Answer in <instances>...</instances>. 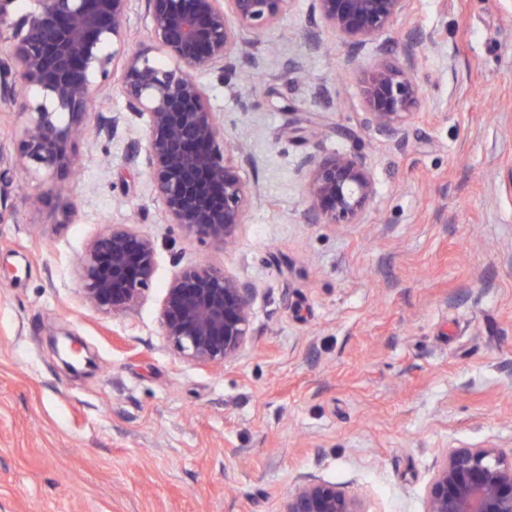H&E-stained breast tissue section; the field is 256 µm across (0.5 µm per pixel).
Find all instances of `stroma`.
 Wrapping results in <instances>:
<instances>
[{"label": "stroma", "mask_w": 512, "mask_h": 512, "mask_svg": "<svg viewBox=\"0 0 512 512\" xmlns=\"http://www.w3.org/2000/svg\"><path fill=\"white\" fill-rule=\"evenodd\" d=\"M410 35L434 42L393 137L367 125L364 90ZM237 68L198 77L257 193L225 249L168 224L130 163L144 118L88 128L57 195L17 162L25 117L0 102V512H281L306 474L367 512H425L447 452L512 450V0H409L355 50L293 0ZM301 118L324 126L316 144L293 141ZM358 147L375 180L359 223H311L304 153ZM134 214L152 290L119 314L83 307L86 244ZM202 260L256 288L249 346L221 368L160 327L166 284ZM61 328L91 365L61 364Z\"/></svg>", "instance_id": "35a3bbf8"}]
</instances>
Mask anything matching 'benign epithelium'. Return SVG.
<instances>
[{"label": "benign epithelium", "mask_w": 512, "mask_h": 512, "mask_svg": "<svg viewBox=\"0 0 512 512\" xmlns=\"http://www.w3.org/2000/svg\"><path fill=\"white\" fill-rule=\"evenodd\" d=\"M292 0H145L150 45L130 50V0H35L12 19L16 0H0V99L18 104L26 120L16 158L30 173L66 179L75 173L71 148L97 122L113 135L125 124L91 109L97 88L120 72L126 111L147 117L146 159L167 221L219 248L246 223L253 191L224 145L220 123L196 74L236 71L246 36H260L287 14ZM408 0H313L323 25L343 43L360 46L387 34ZM403 60H380L365 90L367 123L397 136L420 109L422 88L411 74L415 47ZM172 62L164 66L155 54ZM303 165L315 221L354 224L375 193L362 152L309 154ZM156 245L134 224H108L78 262L82 303L107 313L139 305L153 285ZM257 289L225 270L199 263L168 283L159 318L167 344L201 367H222L248 348ZM72 372L89 363L78 337L51 340ZM426 512H512V454L498 448H458L435 466ZM282 512H366L362 502L315 475L300 478Z\"/></svg>", "instance_id": "obj_1"}]
</instances>
